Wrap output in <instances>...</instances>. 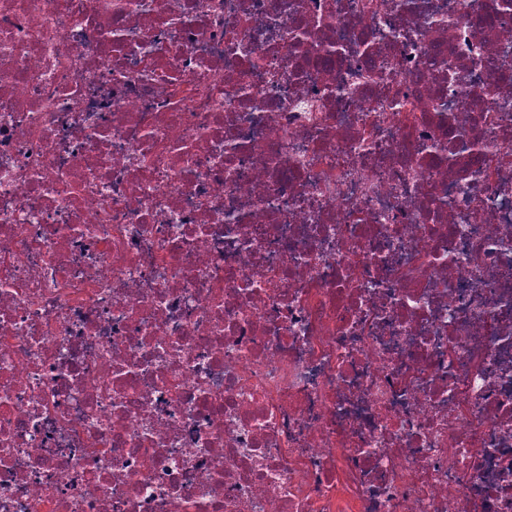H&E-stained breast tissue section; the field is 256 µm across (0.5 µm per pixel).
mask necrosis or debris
<instances>
[{
	"instance_id": "1",
	"label": "necrosis or debris",
	"mask_w": 512,
	"mask_h": 512,
	"mask_svg": "<svg viewBox=\"0 0 512 512\" xmlns=\"http://www.w3.org/2000/svg\"><path fill=\"white\" fill-rule=\"evenodd\" d=\"M375 2L0 0V512H512V5Z\"/></svg>"
}]
</instances>
